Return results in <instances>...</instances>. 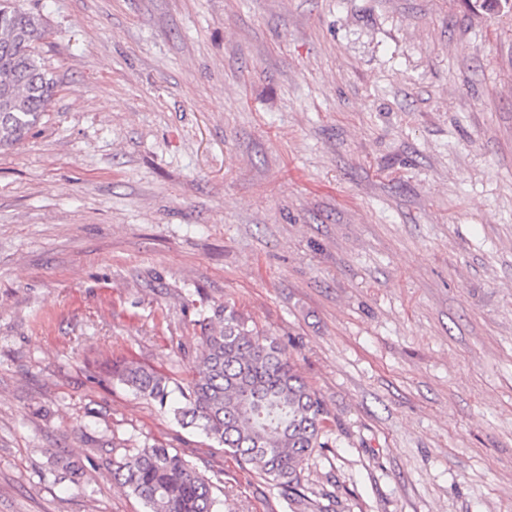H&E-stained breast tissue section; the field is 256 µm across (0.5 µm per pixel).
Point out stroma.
Masks as SVG:
<instances>
[{
    "mask_svg": "<svg viewBox=\"0 0 512 512\" xmlns=\"http://www.w3.org/2000/svg\"><path fill=\"white\" fill-rule=\"evenodd\" d=\"M21 3L57 88L0 151V512H145L115 443L290 512L110 375L185 382L226 304L324 399L336 512H512V12Z\"/></svg>",
    "mask_w": 512,
    "mask_h": 512,
    "instance_id": "obj_1",
    "label": "stroma"
}]
</instances>
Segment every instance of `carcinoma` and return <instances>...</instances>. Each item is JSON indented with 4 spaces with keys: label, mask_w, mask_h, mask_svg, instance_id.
Masks as SVG:
<instances>
[{
    "label": "carcinoma",
    "mask_w": 512,
    "mask_h": 512,
    "mask_svg": "<svg viewBox=\"0 0 512 512\" xmlns=\"http://www.w3.org/2000/svg\"><path fill=\"white\" fill-rule=\"evenodd\" d=\"M46 37L41 15L0 0V148L22 141L41 120L56 83L36 51ZM219 322L199 337L181 401L165 375L123 363L112 379L138 398L169 408L224 454L257 474L288 501L291 512H332L303 484V466L318 449L329 412L320 394L287 358L278 339L248 326L226 304ZM112 481L139 498L147 512H221L214 483L184 455L163 445L112 447Z\"/></svg>",
    "instance_id": "1"
}]
</instances>
